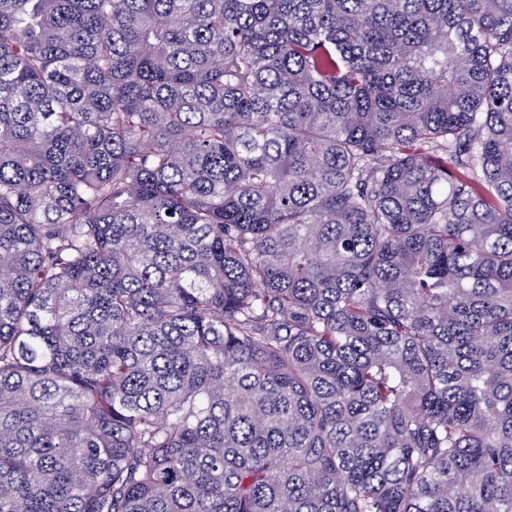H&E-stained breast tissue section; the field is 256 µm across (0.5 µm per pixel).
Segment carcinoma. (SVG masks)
I'll use <instances>...</instances> for the list:
<instances>
[{"mask_svg":"<svg viewBox=\"0 0 512 512\" xmlns=\"http://www.w3.org/2000/svg\"><path fill=\"white\" fill-rule=\"evenodd\" d=\"M0 512H512V0H0Z\"/></svg>","mask_w":512,"mask_h":512,"instance_id":"cac0c4a2","label":"carcinoma"}]
</instances>
